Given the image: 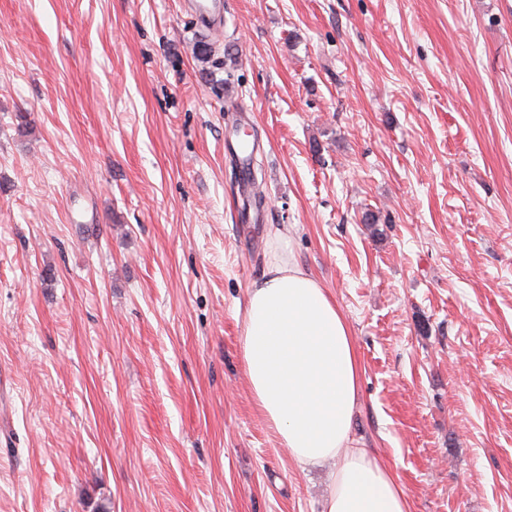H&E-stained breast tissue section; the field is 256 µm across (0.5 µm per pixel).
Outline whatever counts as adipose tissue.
I'll return each instance as SVG.
<instances>
[{"mask_svg": "<svg viewBox=\"0 0 512 512\" xmlns=\"http://www.w3.org/2000/svg\"><path fill=\"white\" fill-rule=\"evenodd\" d=\"M290 250L288 234L276 232L248 297L242 360L254 404L295 463L333 464L323 512H409L394 476L352 445L354 345L335 302Z\"/></svg>", "mask_w": 512, "mask_h": 512, "instance_id": "adipose-tissue-1", "label": "adipose tissue"}]
</instances>
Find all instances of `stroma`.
<instances>
[{
	"label": "stroma",
	"instance_id": "35a3bbf8",
	"mask_svg": "<svg viewBox=\"0 0 512 512\" xmlns=\"http://www.w3.org/2000/svg\"><path fill=\"white\" fill-rule=\"evenodd\" d=\"M276 229L409 512H512V0H0V512H322L241 360ZM187 8L199 21L200 29L208 35L220 34L224 30L223 0H188Z\"/></svg>",
	"mask_w": 512,
	"mask_h": 512
}]
</instances>
